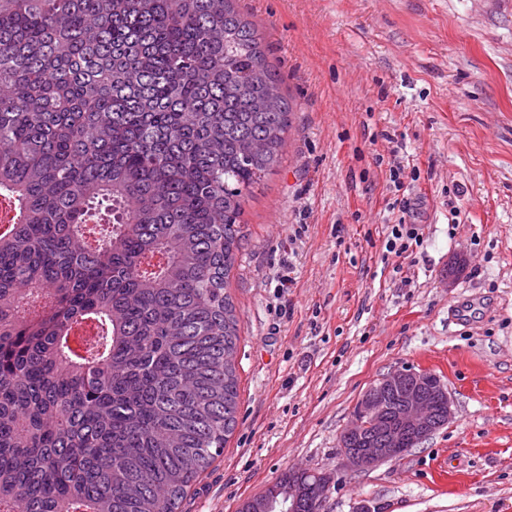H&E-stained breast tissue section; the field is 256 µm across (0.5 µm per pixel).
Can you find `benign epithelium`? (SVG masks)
Masks as SVG:
<instances>
[{"label":"benign epithelium","instance_id":"obj_1","mask_svg":"<svg viewBox=\"0 0 512 512\" xmlns=\"http://www.w3.org/2000/svg\"><path fill=\"white\" fill-rule=\"evenodd\" d=\"M400 397L395 419L382 420L386 410L383 398L390 393ZM449 399L447 389L439 376L409 367H398L383 375L358 400L357 413L340 435V447L345 466L362 472L380 464L401 459L408 446L431 437L452 418L453 411L441 418L434 414L437 400ZM379 431V447L351 448L352 441L363 440L369 424ZM316 479L309 482H291L281 489V498L274 501L264 492L244 500L239 512H295L298 503L307 501L317 512H324L334 475L327 471L315 472Z\"/></svg>","mask_w":512,"mask_h":512}]
</instances>
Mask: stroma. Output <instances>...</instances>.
I'll use <instances>...</instances> for the list:
<instances>
[{
  "mask_svg": "<svg viewBox=\"0 0 512 512\" xmlns=\"http://www.w3.org/2000/svg\"><path fill=\"white\" fill-rule=\"evenodd\" d=\"M235 7L294 112L227 286L237 424L182 512H237L303 468L333 473L325 512H512V0ZM401 221L422 243L398 273L384 241ZM400 366L440 376L453 417L402 460L350 471L340 434Z\"/></svg>",
  "mask_w": 512,
  "mask_h": 512,
  "instance_id": "1",
  "label": "stroma"
}]
</instances>
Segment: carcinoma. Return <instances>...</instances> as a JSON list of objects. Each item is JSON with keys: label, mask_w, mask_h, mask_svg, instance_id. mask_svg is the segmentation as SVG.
Here are the masks:
<instances>
[{"label": "carcinoma", "mask_w": 512, "mask_h": 512, "mask_svg": "<svg viewBox=\"0 0 512 512\" xmlns=\"http://www.w3.org/2000/svg\"><path fill=\"white\" fill-rule=\"evenodd\" d=\"M233 0H0V512H181L293 105Z\"/></svg>", "instance_id": "cac0c4a2"}]
</instances>
